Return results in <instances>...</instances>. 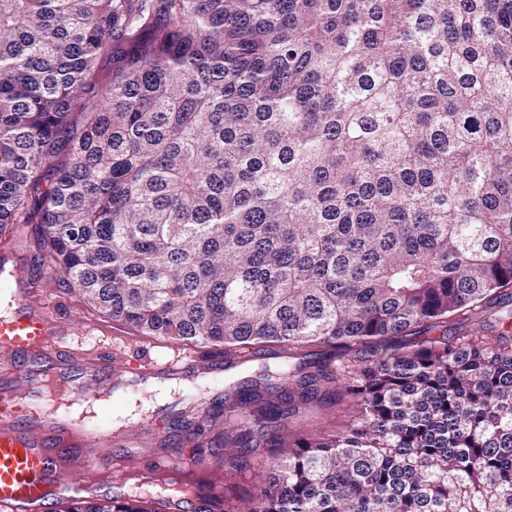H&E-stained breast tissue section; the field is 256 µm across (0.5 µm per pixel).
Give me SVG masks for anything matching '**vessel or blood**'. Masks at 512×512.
Returning <instances> with one entry per match:
<instances>
[{"mask_svg": "<svg viewBox=\"0 0 512 512\" xmlns=\"http://www.w3.org/2000/svg\"><path fill=\"white\" fill-rule=\"evenodd\" d=\"M12 278L10 311L0 317L1 370L13 371L26 357H43L53 371L52 382L80 404H94L125 384L124 375L112 368L108 351L72 346L67 322L53 317L47 304L37 301L38 290L28 275L16 267ZM139 364L140 375L180 379L219 370L222 357L191 349L162 362L145 354ZM111 444V431L91 430L81 420L33 422L16 393L8 387L0 389V502H23L31 512H46L58 488L57 475L77 459L87 485L101 486L102 449Z\"/></svg>", "mask_w": 512, "mask_h": 512, "instance_id": "b4317fda", "label": "vessel or blood"}]
</instances>
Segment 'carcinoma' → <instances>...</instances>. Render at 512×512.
I'll list each match as a JSON object with an SVG mask.
<instances>
[{
	"label": "carcinoma",
	"mask_w": 512,
	"mask_h": 512,
	"mask_svg": "<svg viewBox=\"0 0 512 512\" xmlns=\"http://www.w3.org/2000/svg\"><path fill=\"white\" fill-rule=\"evenodd\" d=\"M31 224L103 317L296 360L188 407L224 425L192 512H512V0H0V229ZM352 419V408L347 398L336 400L328 409H320L305 422L297 425L307 433L334 432L342 430Z\"/></svg>",
	"instance_id": "obj_1"
}]
</instances>
